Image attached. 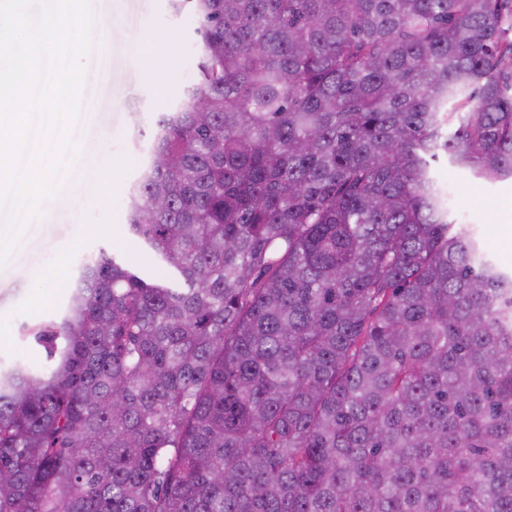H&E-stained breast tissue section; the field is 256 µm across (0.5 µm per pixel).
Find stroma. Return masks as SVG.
<instances>
[{"label": "stroma", "mask_w": 512, "mask_h": 512, "mask_svg": "<svg viewBox=\"0 0 512 512\" xmlns=\"http://www.w3.org/2000/svg\"><path fill=\"white\" fill-rule=\"evenodd\" d=\"M93 3L106 35L86 61L81 100L93 109L73 132L86 167L68 191L44 204L19 249L0 266V365L6 367L44 364L43 349L21 327L60 316L85 255L101 248L135 254L126 197L147 155L136 133L150 129L195 74L192 15L172 16L167 0ZM160 42L164 55L142 70L135 51H153ZM436 172L450 190L453 217L475 225L497 263L511 269L512 179L490 184L445 161Z\"/></svg>", "instance_id": "obj_1"}]
</instances>
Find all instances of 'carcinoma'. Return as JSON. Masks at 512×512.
<instances>
[{
  "label": "carcinoma",
  "instance_id": "cac0c4a2",
  "mask_svg": "<svg viewBox=\"0 0 512 512\" xmlns=\"http://www.w3.org/2000/svg\"><path fill=\"white\" fill-rule=\"evenodd\" d=\"M197 76L0 369V512H512V0H167ZM436 172L449 187L452 217L474 224L491 255L504 269L512 268V179L490 184L453 168L447 161Z\"/></svg>",
  "mask_w": 512,
  "mask_h": 512
}]
</instances>
